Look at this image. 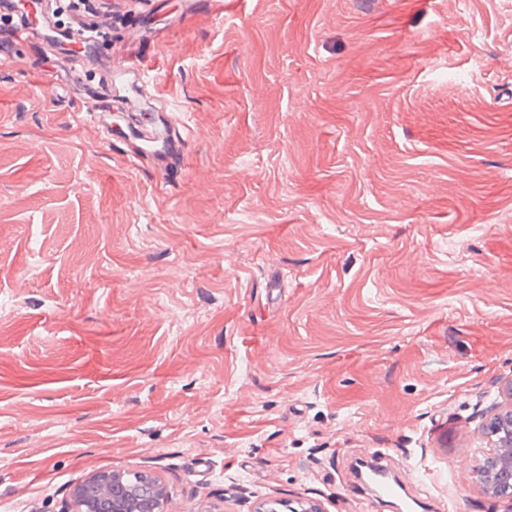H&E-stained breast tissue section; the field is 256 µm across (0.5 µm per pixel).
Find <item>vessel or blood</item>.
I'll use <instances>...</instances> for the list:
<instances>
[{"mask_svg":"<svg viewBox=\"0 0 512 512\" xmlns=\"http://www.w3.org/2000/svg\"><path fill=\"white\" fill-rule=\"evenodd\" d=\"M0 13L13 16L16 20L14 30L36 42L62 50V65L71 82H80L86 64L96 62L95 42L82 38L81 21H74L69 28L57 27L51 10H44L39 25H32L23 0H0ZM82 42L84 54L76 59L67 55L66 48L74 42ZM108 79L100 87L88 90L87 98L94 105L90 116L104 135L112 133V102L125 105L138 103L142 95V84L147 76L144 72H130L121 65H107ZM170 116L157 112L153 108L142 109L140 122L133 127L124 150L134 160H146L158 170H166L180 163L185 149V140L171 132Z\"/></svg>","mask_w":512,"mask_h":512,"instance_id":"b4317fda","label":"vessel or blood"}]
</instances>
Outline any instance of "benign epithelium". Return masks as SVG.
<instances>
[{
  "mask_svg": "<svg viewBox=\"0 0 512 512\" xmlns=\"http://www.w3.org/2000/svg\"><path fill=\"white\" fill-rule=\"evenodd\" d=\"M507 403L490 407L491 417L480 430L490 450L475 460L472 475L485 496L507 504L512 512V381L506 386ZM151 494L139 495L123 471H101L76 484L69 500L72 512H168V485L150 473Z\"/></svg>",
  "mask_w": 512,
  "mask_h": 512,
  "instance_id": "obj_1",
  "label": "benign epithelium"
}]
</instances>
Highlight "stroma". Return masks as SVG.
<instances>
[{"instance_id": "1", "label": "stroma", "mask_w": 512, "mask_h": 512, "mask_svg": "<svg viewBox=\"0 0 512 512\" xmlns=\"http://www.w3.org/2000/svg\"><path fill=\"white\" fill-rule=\"evenodd\" d=\"M178 175L125 156L57 56L0 60V512L150 470L171 512L307 499L489 512L512 380V0H142ZM505 393L507 403L492 405L489 410L491 417L480 430L481 438L486 439L488 448L492 449L475 460L472 475L482 485L487 498L507 504L508 509L504 512H511L512 477L508 471L512 472V380L507 384ZM493 428L495 432L491 431ZM505 479L507 486L502 485Z\"/></svg>"}]
</instances>
